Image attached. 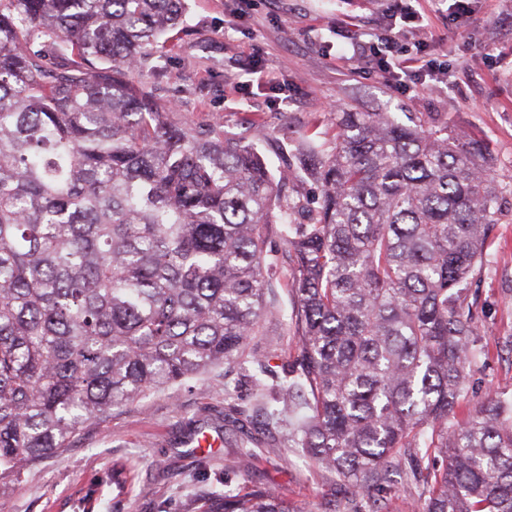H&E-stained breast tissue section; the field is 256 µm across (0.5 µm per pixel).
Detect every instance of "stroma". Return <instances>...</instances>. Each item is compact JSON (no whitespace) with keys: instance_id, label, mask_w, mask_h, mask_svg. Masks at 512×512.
Returning a JSON list of instances; mask_svg holds the SVG:
<instances>
[{"instance_id":"obj_1","label":"stroma","mask_w":512,"mask_h":512,"mask_svg":"<svg viewBox=\"0 0 512 512\" xmlns=\"http://www.w3.org/2000/svg\"><path fill=\"white\" fill-rule=\"evenodd\" d=\"M465 6L459 19L445 0L412 37L424 60L448 71L434 87L399 90L340 58L359 35L384 36L386 0H187L177 39L129 73L169 101L177 121L248 132L275 169L279 144L326 142L340 111L416 115L486 146L503 200L488 239L490 263L470 284L484 351L456 410L460 421L489 393L512 395V0ZM253 345L277 372L297 355L276 321ZM228 392L249 410L250 427L261 428L249 380L240 369L219 368L113 409L71 448L0 486V496L8 512H199L203 496L229 482L283 491L295 512H371L377 503L384 512H410L406 483L387 493L332 483L289 447L287 430L241 454L235 432L224 428ZM205 435L212 447L202 461L195 446Z\"/></svg>"}]
</instances>
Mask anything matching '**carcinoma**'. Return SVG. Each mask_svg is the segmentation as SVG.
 Returning a JSON list of instances; mask_svg holds the SVG:
<instances>
[{
    "mask_svg": "<svg viewBox=\"0 0 512 512\" xmlns=\"http://www.w3.org/2000/svg\"><path fill=\"white\" fill-rule=\"evenodd\" d=\"M184 0H0V483L115 407L251 365L267 432L355 490L399 468L422 512H512V397L448 420L482 353L467 285L498 210L489 158L444 124L339 112L299 145L301 217L257 142L174 122L128 72ZM276 237L283 249L268 247ZM294 303L297 358L244 356ZM202 512H294L261 485ZM290 199L300 201L308 209L318 206V188L315 183L302 178H292L288 181L285 190Z\"/></svg>",
    "mask_w": 512,
    "mask_h": 512,
    "instance_id": "1",
    "label": "carcinoma"
}]
</instances>
